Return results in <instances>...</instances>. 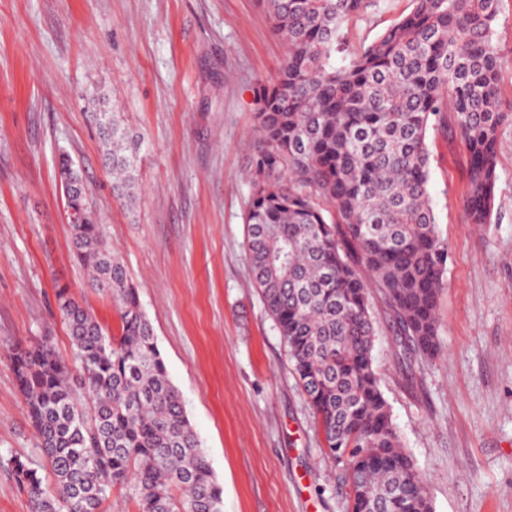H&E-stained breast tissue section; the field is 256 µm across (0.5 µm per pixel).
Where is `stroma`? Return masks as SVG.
Instances as JSON below:
<instances>
[{"instance_id":"obj_1","label":"stroma","mask_w":512,"mask_h":512,"mask_svg":"<svg viewBox=\"0 0 512 512\" xmlns=\"http://www.w3.org/2000/svg\"><path fill=\"white\" fill-rule=\"evenodd\" d=\"M381 0L350 23V48L410 12ZM497 39L512 107V0ZM262 0H0V512H31L11 458H42L10 357L49 337L75 348L64 287L109 333V296L77 260L59 179L79 169L107 245L152 323L168 375L223 488L224 512H349L346 463L322 432L246 257L255 90L281 68ZM140 136L136 197L118 199L95 113ZM491 223H468L467 155L430 132L429 190L448 249L441 354L404 353L380 297L374 367L433 512H512V125L500 132Z\"/></svg>"}]
</instances>
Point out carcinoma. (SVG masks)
<instances>
[{"label":"carcinoma","instance_id":"cac0c4a2","mask_svg":"<svg viewBox=\"0 0 512 512\" xmlns=\"http://www.w3.org/2000/svg\"><path fill=\"white\" fill-rule=\"evenodd\" d=\"M264 2L288 55L255 96L261 145L244 214L254 283L329 456L349 459L350 512H432L373 367L370 297L381 293L404 349L440 354L448 254L429 194L428 133L453 128L468 155V223H490L499 135L512 124L499 102V0H412L358 51L343 28L377 0ZM96 119L113 189L131 201L141 143H128L114 114ZM74 175L62 158L72 244L94 289L112 298L119 333L60 288L77 367L45 337L16 347L11 366L45 460L39 469L13 460L16 481L32 512H103L116 490L138 512H222V489L138 291Z\"/></svg>","mask_w":512,"mask_h":512}]
</instances>
